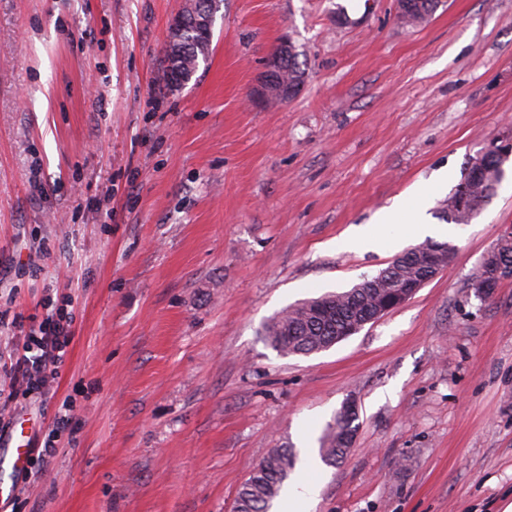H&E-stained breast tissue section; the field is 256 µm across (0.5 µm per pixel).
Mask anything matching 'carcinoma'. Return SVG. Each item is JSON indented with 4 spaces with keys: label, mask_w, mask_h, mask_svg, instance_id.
<instances>
[{
    "label": "carcinoma",
    "mask_w": 512,
    "mask_h": 512,
    "mask_svg": "<svg viewBox=\"0 0 512 512\" xmlns=\"http://www.w3.org/2000/svg\"><path fill=\"white\" fill-rule=\"evenodd\" d=\"M410 3L414 12L409 18L411 26L416 27L429 20L441 0H410ZM196 42L195 32L185 31L177 78L180 84L189 81L199 61L206 59V55L196 48ZM441 219L454 224L467 223V217L455 208L452 193L443 201ZM503 259L512 262V235L500 239L492 259L481 268L480 278L489 291L503 282L504 273L499 271V262ZM380 274L388 281L385 288H372L363 280L348 290L312 298L278 313L263 326L265 340L283 355H310L327 350L350 337L349 329L366 314L383 307L400 293L403 283L420 277L422 266L418 256L406 251L401 260L380 270ZM354 421L353 412L342 410L336 414L319 448L323 462L334 464L346 457L356 431ZM295 465L296 455L292 450H272L239 490L235 512H269Z\"/></svg>",
    "instance_id": "cac0c4a2"
}]
</instances>
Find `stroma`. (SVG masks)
I'll return each mask as SVG.
<instances>
[{
	"label": "stroma",
	"instance_id": "35a3bbf8",
	"mask_svg": "<svg viewBox=\"0 0 512 512\" xmlns=\"http://www.w3.org/2000/svg\"><path fill=\"white\" fill-rule=\"evenodd\" d=\"M182 0H0V306L70 315L34 440L75 402L76 442L0 512H233L275 448L312 512H503L512 502V280L478 291L512 228V160L448 227L446 271L330 349L283 355L272 316L400 254L345 250L401 197L430 223L464 168L512 132V0H224L192 80L164 79ZM289 38L287 103L252 98ZM347 456L316 444L343 406Z\"/></svg>",
	"mask_w": 512,
	"mask_h": 512
}]
</instances>
